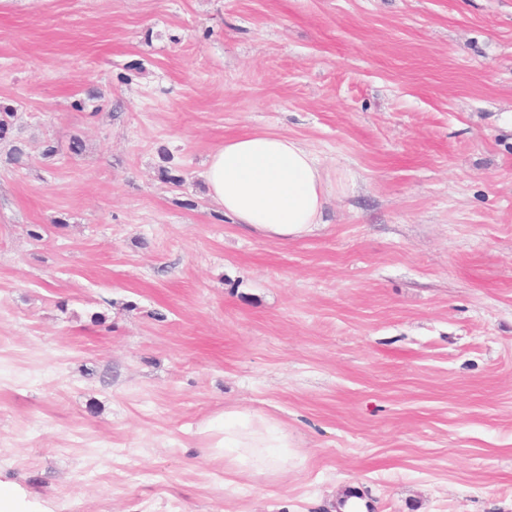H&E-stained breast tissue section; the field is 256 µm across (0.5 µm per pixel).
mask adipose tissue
<instances>
[{"mask_svg":"<svg viewBox=\"0 0 512 512\" xmlns=\"http://www.w3.org/2000/svg\"><path fill=\"white\" fill-rule=\"evenodd\" d=\"M202 176L224 216L251 233L285 243L319 228L333 184L322 160L300 139L254 132L230 138L208 156ZM206 450L228 472H268L288 464V432L263 416L231 409L205 420Z\"/></svg>","mask_w":512,"mask_h":512,"instance_id":"ef3b65f1","label":"adipose tissue"}]
</instances>
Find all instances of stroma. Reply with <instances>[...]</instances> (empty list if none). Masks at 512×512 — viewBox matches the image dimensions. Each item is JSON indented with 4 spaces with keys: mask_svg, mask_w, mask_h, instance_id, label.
<instances>
[{
    "mask_svg": "<svg viewBox=\"0 0 512 512\" xmlns=\"http://www.w3.org/2000/svg\"><path fill=\"white\" fill-rule=\"evenodd\" d=\"M0 482L48 512H512V0H5ZM351 170L217 212L248 132ZM83 143L71 153L73 139ZM287 430L234 475L200 424ZM202 176L224 216L278 243L305 238L324 224L333 184L326 165L300 139L269 132L224 140Z\"/></svg>",
    "mask_w": 512,
    "mask_h": 512,
    "instance_id": "35a3bbf8",
    "label": "stroma"
}]
</instances>
